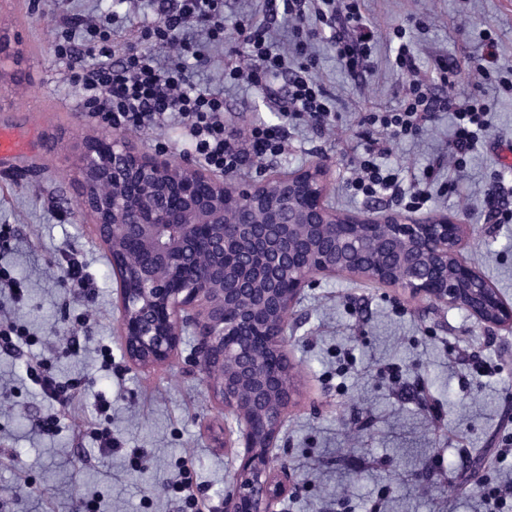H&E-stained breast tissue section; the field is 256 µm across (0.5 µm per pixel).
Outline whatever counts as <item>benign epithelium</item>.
I'll return each instance as SVG.
<instances>
[{
  "label": "benign epithelium",
  "mask_w": 512,
  "mask_h": 512,
  "mask_svg": "<svg viewBox=\"0 0 512 512\" xmlns=\"http://www.w3.org/2000/svg\"><path fill=\"white\" fill-rule=\"evenodd\" d=\"M78 166L79 209L111 255L127 361L164 364L192 330L195 363L239 420L237 436L224 432V447L243 449L224 512H274L294 483L272 450L297 397L287 317L315 277L378 281L512 331V303L462 258L469 225L446 213L338 212L320 162L242 184L114 134L89 140ZM355 225L364 236L352 234ZM132 237L144 253L137 261ZM328 238L336 249L324 247Z\"/></svg>",
  "instance_id": "benign-epithelium-1"
}]
</instances>
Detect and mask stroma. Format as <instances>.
I'll list each match as a JSON object with an SVG mask.
<instances>
[{
    "label": "stroma",
    "instance_id": "stroma-1",
    "mask_svg": "<svg viewBox=\"0 0 512 512\" xmlns=\"http://www.w3.org/2000/svg\"><path fill=\"white\" fill-rule=\"evenodd\" d=\"M150 12L149 0H0V33L18 37L22 58L20 83L0 80V128L23 138L22 152L0 161V225L14 231L0 265L27 289L19 305L0 296V317L39 338L0 350V512H78L92 496L104 512H181L173 486L184 469L201 512H224L237 461L223 444V404L188 364L193 336L159 367L136 368L124 356L110 255L78 210L71 164L100 129L83 114L72 73L52 52L66 17L108 13L135 23ZM364 14L376 43L366 81L344 71L330 43L317 47V75L335 95V122L320 130L296 126L286 156L252 160L237 180L320 161L332 173L328 202L336 210L400 208L388 196L356 197L348 179L362 151L360 117L398 107L410 82L392 64L393 30L405 25L422 75L432 76L439 61L454 62L455 93L491 102L490 132L457 172L448 155L453 119L441 112L418 139L389 141L386 162L410 183L435 167L425 212L444 211L470 226L464 259L512 302V223H493L484 202L497 173L512 198V93L478 75L486 29L498 42L497 67L512 69V0H364ZM193 76L223 90L236 132L256 120L278 122L267 94L227 83L206 64ZM453 179L458 192L441 193ZM67 254L82 262L89 296L65 285ZM287 336L298 396L274 453L296 485L276 512H485L486 484L512 480V457L499 455L512 434V333L340 274L304 294ZM75 338L76 355L69 351ZM104 346L112 351L108 372L100 366ZM33 357L83 383L51 435L36 428L55 410L26 377ZM477 358L488 373L474 371ZM101 393L112 400V435L123 446L111 456L98 454L91 438L101 424L94 405Z\"/></svg>",
    "mask_w": 512,
    "mask_h": 512
}]
</instances>
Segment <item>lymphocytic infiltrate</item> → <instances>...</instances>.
Instances as JSON below:
<instances>
[{
    "instance_id": "lymphocytic-infiltrate-1",
    "label": "lymphocytic infiltrate",
    "mask_w": 512,
    "mask_h": 512,
    "mask_svg": "<svg viewBox=\"0 0 512 512\" xmlns=\"http://www.w3.org/2000/svg\"><path fill=\"white\" fill-rule=\"evenodd\" d=\"M266 22L242 17L243 39L224 43V0H151L153 22L122 38L116 17L107 15L89 21L77 15L68 19L55 38V54L74 70L78 101L88 118L109 131L175 126L182 144L202 166L219 173L240 171L250 158H278L288 152V131L282 125L253 124L246 134L229 130L224 123V94L193 81L190 58L224 50V79L252 88H267L277 76L287 79V89L277 102L284 115L309 119L324 127L334 112V95L314 69V45L328 35L337 60L354 78L370 68L374 41L367 30L361 0H264ZM294 21L287 51L276 48L272 21ZM400 43L394 64L411 77L398 108L370 112L361 119L365 143L351 181L356 195L377 198L399 190L398 170L384 161L387 148L374 139L379 127L389 139L419 135L437 113L453 117V136L448 153L455 167L487 135L491 107L485 99L461 102L457 94L441 96L422 77L414 47L406 42V30H394ZM172 48L161 60L158 48ZM249 60L248 68L237 65L238 57ZM29 380L60 408L69 407L79 395V384L55 376L40 359L26 369Z\"/></svg>"
}]
</instances>
